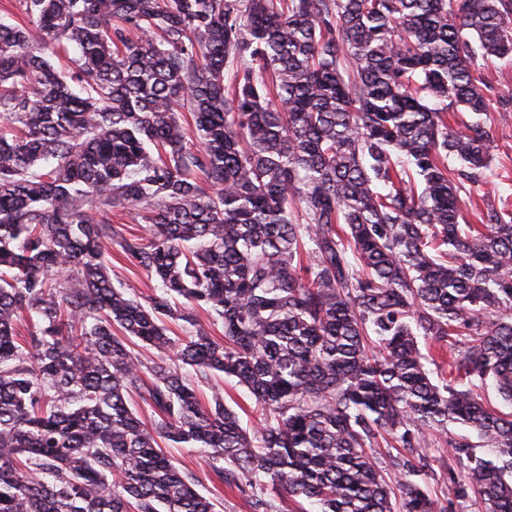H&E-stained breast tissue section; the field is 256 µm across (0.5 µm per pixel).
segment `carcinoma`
Masks as SVG:
<instances>
[{
	"mask_svg": "<svg viewBox=\"0 0 512 512\" xmlns=\"http://www.w3.org/2000/svg\"><path fill=\"white\" fill-rule=\"evenodd\" d=\"M24 13L0 22V512H217L161 440L204 449L252 512H278L270 487L318 512H446L420 448L450 423L485 443H451L455 496L512 512V412L474 393L512 405V210L460 223L492 161L475 66L512 56L506 0ZM126 209L146 236L112 222ZM108 244L153 295L113 284ZM116 329L174 358L147 380ZM421 337L454 349L447 383ZM189 370L236 379L257 426ZM386 436L392 481L369 453Z\"/></svg>",
	"mask_w": 512,
	"mask_h": 512,
	"instance_id": "carcinoma-1",
	"label": "carcinoma"
}]
</instances>
